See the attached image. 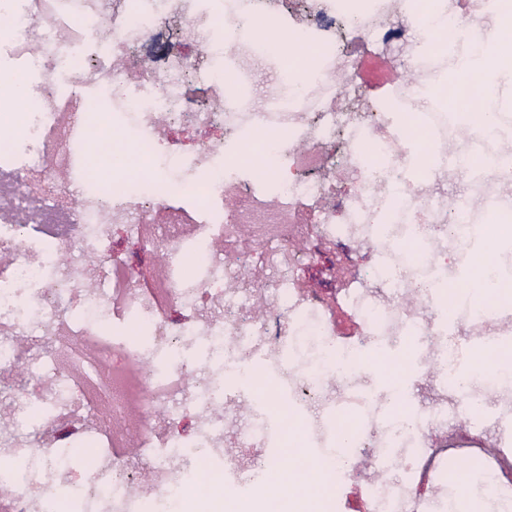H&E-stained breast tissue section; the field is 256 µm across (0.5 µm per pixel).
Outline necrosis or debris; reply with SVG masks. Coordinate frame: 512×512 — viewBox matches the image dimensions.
<instances>
[{
  "label": "necrosis or debris",
  "mask_w": 512,
  "mask_h": 512,
  "mask_svg": "<svg viewBox=\"0 0 512 512\" xmlns=\"http://www.w3.org/2000/svg\"><path fill=\"white\" fill-rule=\"evenodd\" d=\"M0 0V73L35 78L27 107L0 91V188L21 222L0 212V512H48L69 471L61 449L95 451L82 512H175L201 476L218 493L259 492L287 418L311 447L355 434L334 461L324 512H433L449 456L478 459L497 493H512V383L458 389L442 371L448 310L438 295L484 257L475 224L512 223V179L501 151L512 111L479 93L501 68L470 64L459 46L498 35L501 0H439L447 48L417 31L416 0ZM360 40L392 55L414 83L371 74ZM112 115L91 110L111 85ZM201 97H193V90ZM207 136L190 151H159L165 129ZM274 141L275 166L258 171L242 146ZM126 147L143 163L135 181L101 190L87 156ZM276 232L238 248L246 216ZM136 242L112 243L113 225ZM370 263L356 261L362 246ZM341 250L342 264L319 266ZM164 254L160 286L132 261ZM99 275L88 285L89 258ZM321 269L337 288L315 292L301 274ZM363 326L338 342L337 304ZM413 337L419 400L377 386L383 354ZM134 385L117 377L128 363ZM49 376L19 388L16 368ZM245 374L231 387L228 371ZM140 405V461L124 456L112 420ZM468 405L487 409L479 431L448 447ZM402 443L399 469L360 484L355 460ZM151 478H138L140 465Z\"/></svg>",
  "instance_id": "4bbe7bcc"
}]
</instances>
